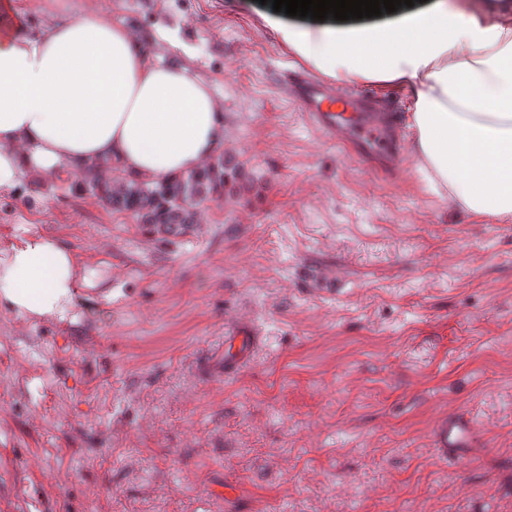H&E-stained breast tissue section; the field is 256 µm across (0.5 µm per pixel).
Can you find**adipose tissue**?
Returning a JSON list of instances; mask_svg holds the SVG:
<instances>
[{"mask_svg":"<svg viewBox=\"0 0 512 512\" xmlns=\"http://www.w3.org/2000/svg\"><path fill=\"white\" fill-rule=\"evenodd\" d=\"M260 18L322 78L400 88L410 150L429 188L478 223H512V19L448 0L361 20ZM223 144L211 83L154 55L87 0L37 32L0 36V191L96 161L162 182L199 168ZM79 268L56 237L25 233L0 249V303L30 322L67 320Z\"/></svg>","mask_w":512,"mask_h":512,"instance_id":"obj_1","label":"adipose tissue"}]
</instances>
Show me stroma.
I'll return each instance as SVG.
<instances>
[{"instance_id":"1","label":"stroma","mask_w":512,"mask_h":512,"mask_svg":"<svg viewBox=\"0 0 512 512\" xmlns=\"http://www.w3.org/2000/svg\"><path fill=\"white\" fill-rule=\"evenodd\" d=\"M90 4L212 82L254 184L166 241L66 180L0 193V244L31 224L94 273L73 323L0 304V512H512V223L323 141L259 0ZM459 411L482 445L437 460ZM257 343L256 332L250 322L240 323L230 336L224 338V356L221 369L224 375H231L248 364L253 357Z\"/></svg>"}]
</instances>
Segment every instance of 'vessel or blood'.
<instances>
[{
  "label": "vessel or blood",
  "instance_id": "b4317fda",
  "mask_svg": "<svg viewBox=\"0 0 512 512\" xmlns=\"http://www.w3.org/2000/svg\"><path fill=\"white\" fill-rule=\"evenodd\" d=\"M295 97L304 110V116L321 136L342 146L346 153L358 160L371 159L377 153L378 141L387 143V172H394L402 162V154L393 135L392 124H378L371 113L349 111L352 97L368 98L365 89L350 93L336 89L305 75L294 78ZM257 343L251 323H240L224 339L221 365L231 375L248 364ZM475 425L470 415H461L439 422L432 437L433 445L441 454L468 447Z\"/></svg>",
  "mask_w": 512,
  "mask_h": 512
}]
</instances>
